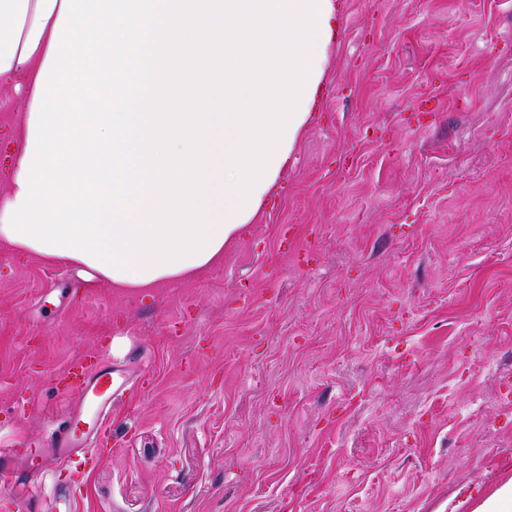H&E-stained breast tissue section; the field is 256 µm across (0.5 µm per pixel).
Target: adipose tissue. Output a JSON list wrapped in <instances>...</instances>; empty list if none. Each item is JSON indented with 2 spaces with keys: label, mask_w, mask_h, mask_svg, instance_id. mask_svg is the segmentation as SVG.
<instances>
[{
  "label": "adipose tissue",
  "mask_w": 512,
  "mask_h": 512,
  "mask_svg": "<svg viewBox=\"0 0 512 512\" xmlns=\"http://www.w3.org/2000/svg\"><path fill=\"white\" fill-rule=\"evenodd\" d=\"M336 0H0V244L115 288L224 257L300 136ZM224 89L215 111L206 89Z\"/></svg>",
  "instance_id": "adipose-tissue-1"
}]
</instances>
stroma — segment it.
<instances>
[{
    "label": "stroma",
    "instance_id": "1",
    "mask_svg": "<svg viewBox=\"0 0 512 512\" xmlns=\"http://www.w3.org/2000/svg\"><path fill=\"white\" fill-rule=\"evenodd\" d=\"M314 121L201 277L0 248V467L143 355L78 512H473L512 479V0H340Z\"/></svg>",
    "mask_w": 512,
    "mask_h": 512
}]
</instances>
